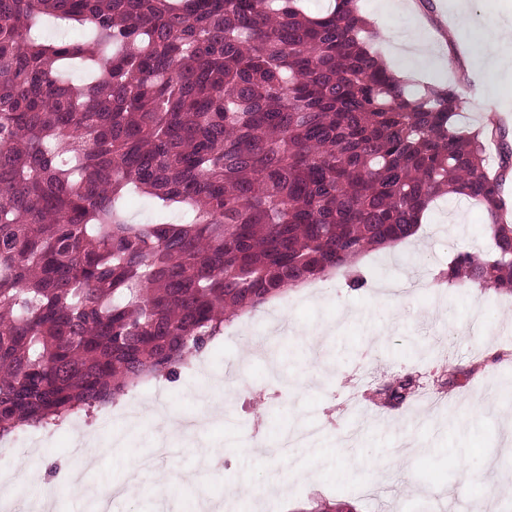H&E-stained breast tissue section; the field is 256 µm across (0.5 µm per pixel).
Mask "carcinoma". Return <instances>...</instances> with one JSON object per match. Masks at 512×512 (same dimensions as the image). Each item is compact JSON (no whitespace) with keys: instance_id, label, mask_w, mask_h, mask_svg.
I'll return each instance as SVG.
<instances>
[{"instance_id":"cac0c4a2","label":"carcinoma","mask_w":512,"mask_h":512,"mask_svg":"<svg viewBox=\"0 0 512 512\" xmlns=\"http://www.w3.org/2000/svg\"><path fill=\"white\" fill-rule=\"evenodd\" d=\"M45 18L87 36L47 39ZM374 39L354 0H0L1 438L174 381L290 288L362 287L356 261L443 195L484 207L492 251L436 279L512 293L505 128L460 127V54L456 82L413 89ZM131 192L160 219L131 222Z\"/></svg>"}]
</instances>
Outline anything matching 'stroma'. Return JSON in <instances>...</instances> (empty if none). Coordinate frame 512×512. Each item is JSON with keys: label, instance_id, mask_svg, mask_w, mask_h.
<instances>
[{"label": "stroma", "instance_id": "35a3bbf8", "mask_svg": "<svg viewBox=\"0 0 512 512\" xmlns=\"http://www.w3.org/2000/svg\"><path fill=\"white\" fill-rule=\"evenodd\" d=\"M421 16L437 35V52L458 42L475 57L485 48L488 28L512 26V0H472L462 26L448 0H431ZM471 75L479 99L463 103L467 125L512 115V77L481 68ZM421 239L418 246L364 257L367 282L359 290L336 276L290 290L286 300H272L227 324L205 351L211 359L205 371L222 382L227 410L223 424L206 437L222 450L219 470L203 486L183 485L179 476L196 467L197 453L195 442H179L171 458L156 463L171 471L165 493L143 480L128 487L115 512H154L158 502L166 512H189L192 499L220 505L222 512H251L248 499L234 497V486L246 481L263 490L275 480L286 490L268 500V512H308L314 497L349 504L353 512H410L402 488L427 478L435 512H448L450 503L461 500L500 512L497 486L512 473V368L497 355L512 351V293L466 283L419 285L457 252L490 251L491 235L475 201L435 200ZM311 329L319 331L318 341H303L301 331ZM405 373L423 385L446 375L447 408L417 401L393 410L378 406L376 388ZM139 390L145 407L165 403L176 420L206 411L198 373L189 367L177 381L150 382ZM479 402L486 405L483 417L468 421ZM120 408L116 402L83 413L79 429L70 423L44 428L42 447L28 452L36 476L56 490V512H87L81 499L64 491L74 472L85 471L93 486L123 483L126 448L90 470L71 448L76 431L97 434ZM313 424L322 431L307 447L274 455L282 434ZM246 442L258 445V452L244 451ZM452 449L458 464L451 469L446 459ZM306 468L313 479H296V471Z\"/></svg>", "mask_w": 512, "mask_h": 512}]
</instances>
